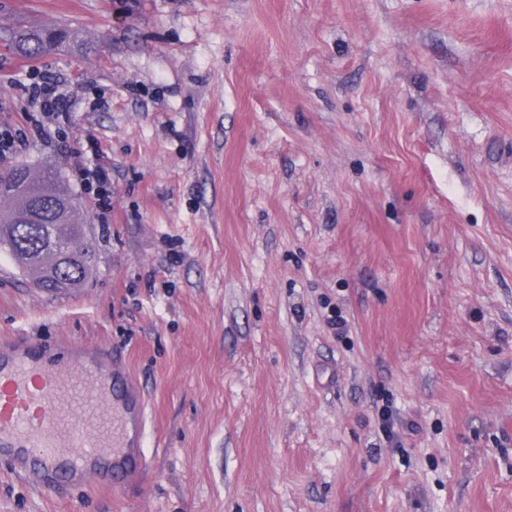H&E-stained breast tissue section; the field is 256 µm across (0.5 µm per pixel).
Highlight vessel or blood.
<instances>
[{
	"label": "vessel or blood",
	"mask_w": 512,
	"mask_h": 512,
	"mask_svg": "<svg viewBox=\"0 0 512 512\" xmlns=\"http://www.w3.org/2000/svg\"><path fill=\"white\" fill-rule=\"evenodd\" d=\"M146 446L147 405L124 360L72 343L60 369L31 339L0 345V458L35 486H120Z\"/></svg>",
	"instance_id": "obj_1"
}]
</instances>
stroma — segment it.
Returning a JSON list of instances; mask_svg holds the SVG:
<instances>
[{
  "label": "stroma",
  "instance_id": "stroma-1",
  "mask_svg": "<svg viewBox=\"0 0 512 512\" xmlns=\"http://www.w3.org/2000/svg\"><path fill=\"white\" fill-rule=\"evenodd\" d=\"M19 17L76 39L0 44V131L94 261L55 296L0 251V343L121 357L151 424L123 488L0 459V512H512V0H0ZM45 29L31 26L27 23H19L12 28L5 47L15 55L28 60H37L54 53L67 40L68 33L62 29ZM56 81L51 77H44L42 81L34 83L29 89L30 100L39 109L43 121H38L37 131H45L46 124L59 123L60 117L66 113V102L62 94L57 93ZM75 181L89 192H95L99 207L102 210V222H106V214L110 213L108 196L100 191L111 181V173L107 167L95 162H79L73 168Z\"/></svg>",
  "mask_w": 512,
  "mask_h": 512
}]
</instances>
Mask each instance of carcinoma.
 <instances>
[{"mask_svg":"<svg viewBox=\"0 0 512 512\" xmlns=\"http://www.w3.org/2000/svg\"><path fill=\"white\" fill-rule=\"evenodd\" d=\"M67 38L64 29L57 32L20 23L9 33L6 48L22 58L37 60L54 53ZM10 202L9 210L0 212V249L21 271L32 272L37 287L45 292H68L78 286L86 277L89 259L69 257L61 281L56 275L58 255L51 248V238H56L58 247H65L68 235L80 234L82 227L76 219L75 202L59 185L58 175L48 172L29 181Z\"/></svg>","mask_w":512,"mask_h":512,"instance_id":"cac0c4a2","label":"carcinoma"}]
</instances>
